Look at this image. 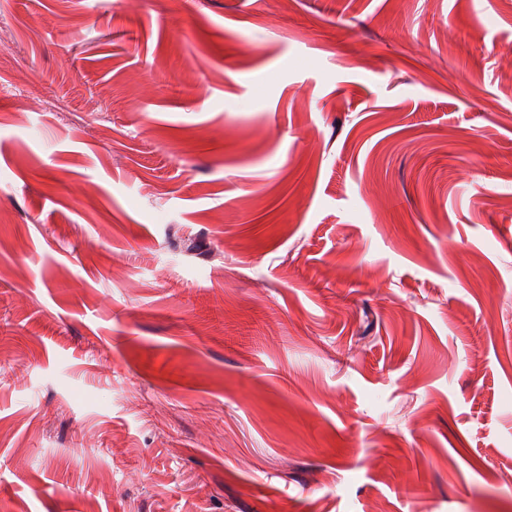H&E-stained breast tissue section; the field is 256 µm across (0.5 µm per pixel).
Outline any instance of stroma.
I'll return each instance as SVG.
<instances>
[{
  "label": "stroma",
  "instance_id": "obj_1",
  "mask_svg": "<svg viewBox=\"0 0 512 512\" xmlns=\"http://www.w3.org/2000/svg\"><path fill=\"white\" fill-rule=\"evenodd\" d=\"M1 24L0 512H512V0Z\"/></svg>",
  "mask_w": 512,
  "mask_h": 512
}]
</instances>
